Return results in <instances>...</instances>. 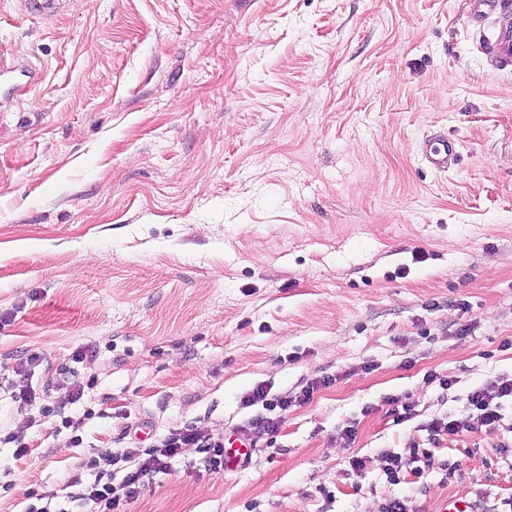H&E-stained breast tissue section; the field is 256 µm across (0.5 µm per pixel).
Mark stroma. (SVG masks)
Wrapping results in <instances>:
<instances>
[{
  "instance_id": "obj_1",
  "label": "stroma",
  "mask_w": 512,
  "mask_h": 512,
  "mask_svg": "<svg viewBox=\"0 0 512 512\" xmlns=\"http://www.w3.org/2000/svg\"><path fill=\"white\" fill-rule=\"evenodd\" d=\"M472 26L465 0H0V432L30 448L0 446V512H86L88 460L187 426L246 462L185 449L125 512H512V406L429 431L512 377V72ZM310 385L273 432L244 403ZM457 154V142L444 136H428L421 147L422 160L438 172H448V168ZM512 402V379L499 377L487 384L473 389L468 395V402L473 412L472 422L462 424L456 420L448 422L437 421L434 424V432L439 435L446 432L448 435H459L471 432L474 429L487 427L494 428L502 420L504 403ZM433 461V453L428 448H422V450H420V448H415L412 458L409 460V462L406 463L402 461V458L400 456H392V458L390 459V463L386 468L387 479L390 483L394 485L400 484L402 483L401 476H403V468H406V465L410 467L414 463L421 462L423 463V466L416 465L410 467L412 476L420 479L423 477L426 468L429 469L430 466H432Z\"/></svg>"
}]
</instances>
